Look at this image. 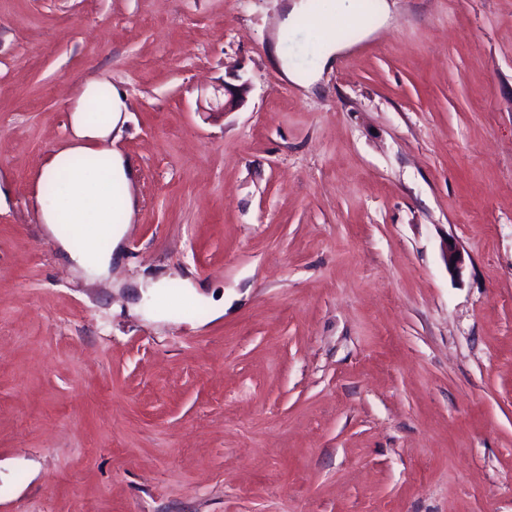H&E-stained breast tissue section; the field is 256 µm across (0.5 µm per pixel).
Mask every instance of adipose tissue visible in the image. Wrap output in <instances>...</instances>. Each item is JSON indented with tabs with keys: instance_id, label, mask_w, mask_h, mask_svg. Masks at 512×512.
<instances>
[{
	"instance_id": "adipose-tissue-1",
	"label": "adipose tissue",
	"mask_w": 512,
	"mask_h": 512,
	"mask_svg": "<svg viewBox=\"0 0 512 512\" xmlns=\"http://www.w3.org/2000/svg\"><path fill=\"white\" fill-rule=\"evenodd\" d=\"M93 108L103 113V120L88 119ZM69 110L76 141L56 149L39 176L40 182L56 184L58 192L51 197L36 195L34 203L48 229L67 224L80 234L82 249H73L65 238L59 244L70 261L100 275L107 272L111 249L119 245L126 231L125 220L135 210V199L128 190L133 175L129 161L99 146L123 123L127 92L117 85L89 81ZM116 185L123 189L118 197L112 194ZM104 239L110 242V249L100 248Z\"/></svg>"
}]
</instances>
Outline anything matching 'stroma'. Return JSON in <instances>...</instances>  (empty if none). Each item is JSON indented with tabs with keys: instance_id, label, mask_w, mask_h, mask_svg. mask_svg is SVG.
<instances>
[{
	"instance_id": "35a3bbf8",
	"label": "stroma",
	"mask_w": 512,
	"mask_h": 512,
	"mask_svg": "<svg viewBox=\"0 0 512 512\" xmlns=\"http://www.w3.org/2000/svg\"><path fill=\"white\" fill-rule=\"evenodd\" d=\"M382 1L317 78L283 0H0V512H512V0ZM92 79L105 278L31 204ZM298 1L286 6L285 18L280 22L279 28L276 35V42L272 51V57L280 60L281 69H287L288 64L283 61L280 57L279 46L280 44L288 41L292 36L295 35L298 29V23L309 16L310 6L305 3L309 1L304 0H292Z\"/></svg>"
}]
</instances>
